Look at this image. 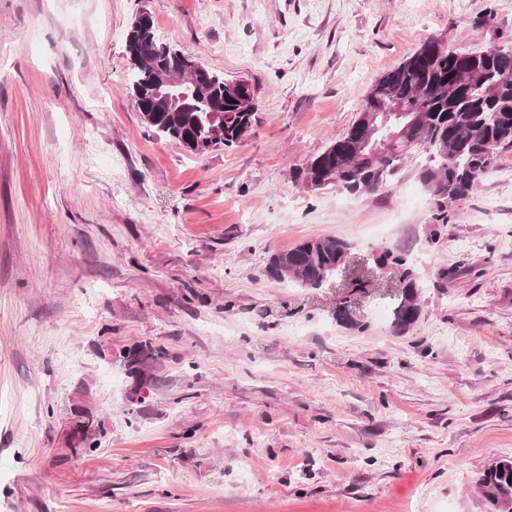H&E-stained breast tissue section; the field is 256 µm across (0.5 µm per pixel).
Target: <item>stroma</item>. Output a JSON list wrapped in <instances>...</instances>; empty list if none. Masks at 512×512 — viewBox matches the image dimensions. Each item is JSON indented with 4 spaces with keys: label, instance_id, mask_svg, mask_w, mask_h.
<instances>
[{
    "label": "stroma",
    "instance_id": "obj_1",
    "mask_svg": "<svg viewBox=\"0 0 512 512\" xmlns=\"http://www.w3.org/2000/svg\"><path fill=\"white\" fill-rule=\"evenodd\" d=\"M143 10L251 83L236 146L147 131L125 46ZM510 36L512 0H0V512H486L475 475L512 457V178L440 227L420 152L370 195L292 173L424 41ZM323 237L358 291L267 276ZM386 247L420 284L401 334Z\"/></svg>",
    "mask_w": 512,
    "mask_h": 512
}]
</instances>
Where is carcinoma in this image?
<instances>
[{
	"label": "carcinoma",
	"instance_id": "carcinoma-1",
	"mask_svg": "<svg viewBox=\"0 0 512 512\" xmlns=\"http://www.w3.org/2000/svg\"><path fill=\"white\" fill-rule=\"evenodd\" d=\"M129 59L140 62L133 69L130 97L136 110L149 107L154 99L158 69L187 78L198 61L160 41L154 23L141 29L134 20L126 38ZM472 72L475 84L458 85L457 71ZM210 93L188 98L175 112H158L156 121L145 123L158 137L185 144L196 155L211 152L206 113L216 104L224 107L225 147L237 144L252 128L254 102L224 93V74L211 68L205 73ZM397 99L408 112L417 113L410 140L379 156L372 167L360 161L359 142L380 137L374 132L372 115L388 100ZM512 147V52L490 49L453 52L440 39H429L397 67L382 75L367 94L353 124L322 152L312 156L294 173V179L310 187V179L321 172L334 174L333 187L349 196L372 194L387 186L412 151L420 148L424 162L419 178L436 210L434 220L447 225L449 210L473 194L477 182L496 168L495 150ZM348 245L334 237L303 241L288 250L271 254L267 274L303 288H320L346 262ZM384 266L398 273L401 289L393 308L392 325L405 333L419 320V282L407 254L395 248L382 251ZM488 512H512V459L485 467L475 479Z\"/></svg>",
	"mask_w": 512,
	"mask_h": 512
}]
</instances>
